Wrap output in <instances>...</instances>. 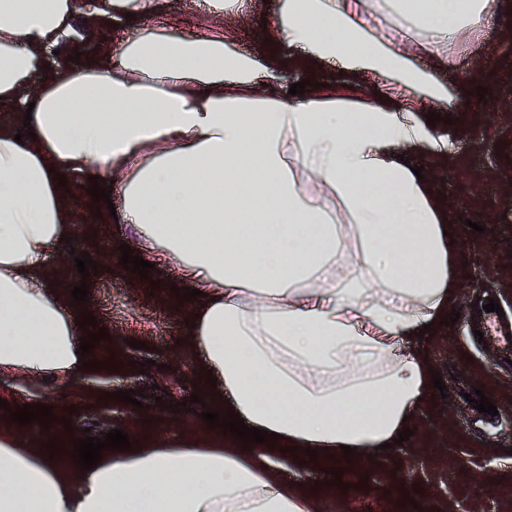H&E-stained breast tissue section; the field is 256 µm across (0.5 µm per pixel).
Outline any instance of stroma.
Listing matches in <instances>:
<instances>
[{"instance_id":"obj_1","label":"stroma","mask_w":512,"mask_h":512,"mask_svg":"<svg viewBox=\"0 0 512 512\" xmlns=\"http://www.w3.org/2000/svg\"><path fill=\"white\" fill-rule=\"evenodd\" d=\"M241 2L229 28L223 16L209 12L207 0H159V19L103 22L92 39L47 53L46 63L57 67L76 51L83 62L109 68V51L117 41L138 35L193 38L221 28L233 51L265 47L279 59L280 94L307 79L339 99L359 101L385 91L399 106L424 114L436 110L423 93L399 84L384 86L379 77L361 84L341 74L336 63H306L298 60L296 50L271 44L268 34L286 0ZM509 23L512 0H497L493 16L451 47L446 67L420 60L460 103L451 123L440 121L434 128L445 141L447 161L422 154L409 158L410 165L422 167L451 217L458 278L453 307L460 317L418 344L447 390H432L410 425L408 441L384 457L351 464L346 488L326 487L315 466L293 468L292 483L320 498L322 512H512V342L499 333L501 318L512 319V202L499 190L501 180L512 178V112L505 109L512 100ZM463 73L471 75L475 86L488 88L485 99L464 94L459 83ZM89 185L84 176L68 179L71 240L52 249L46 265L64 291L88 282V300L81 309L96 317L98 327L107 328L109 337L98 348L113 354L115 367L85 371L68 385L25 372L0 376V401L8 403L0 408V421L8 420L9 405L42 403L53 406L57 417L48 435L69 441L86 431L102 438L114 429L132 438L144 429L167 444L192 435L206 438L205 421L186 424L182 413L171 409L173 403L189 401L188 387L198 379L201 364L188 336L186 310L174 294L185 285L183 271L175 261L156 264L145 279L124 269L120 244L135 250L140 238L130 225L112 217L106 203L92 199ZM85 253L100 264L98 275L84 278L78 273L74 257ZM490 298L498 300L500 312L485 311ZM141 363L147 366L142 374L137 371ZM477 388L492 399L497 415L478 412L467 401ZM130 389L144 391L142 406L102 398L106 392ZM66 417L72 420L68 429L62 424Z\"/></svg>"}]
</instances>
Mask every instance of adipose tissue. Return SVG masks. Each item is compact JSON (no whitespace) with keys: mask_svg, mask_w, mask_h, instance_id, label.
Instances as JSON below:
<instances>
[{"mask_svg":"<svg viewBox=\"0 0 512 512\" xmlns=\"http://www.w3.org/2000/svg\"><path fill=\"white\" fill-rule=\"evenodd\" d=\"M385 2L436 65L494 0H288L269 39L312 62L337 61L426 90L455 109L432 72L369 27ZM158 0H0V102L32 104L33 136L0 124V373L73 378L86 331L53 285L47 253L71 206L55 175L113 184L122 219L150 258L179 260L202 296L189 337L217 379L209 399L275 447L150 442L104 451L83 471L0 427V512H320L279 460L332 474L378 454L431 393L417 350L457 286L446 209L404 154L446 147L419 113L387 96L352 105L321 95L288 102L265 50L229 51L223 35L114 44L116 69L66 62L48 47L82 37L84 16L150 19ZM39 86H32L33 77ZM312 182L337 201L334 222Z\"/></svg>","mask_w":512,"mask_h":512,"instance_id":"adipose-tissue-1","label":"adipose tissue"}]
</instances>
